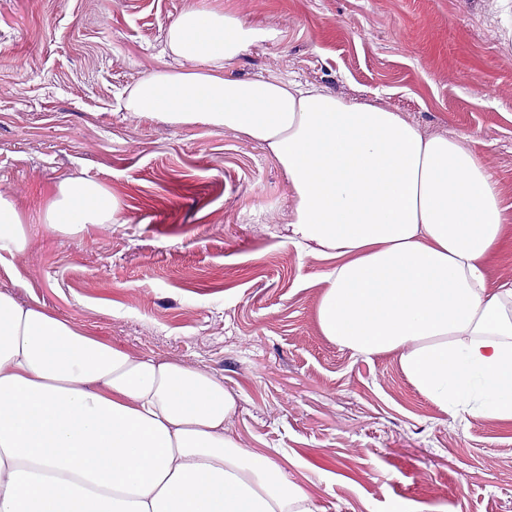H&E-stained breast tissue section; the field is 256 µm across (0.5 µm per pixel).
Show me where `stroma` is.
Masks as SVG:
<instances>
[{
	"label": "stroma",
	"mask_w": 512,
	"mask_h": 512,
	"mask_svg": "<svg viewBox=\"0 0 512 512\" xmlns=\"http://www.w3.org/2000/svg\"><path fill=\"white\" fill-rule=\"evenodd\" d=\"M190 7L274 32L225 77L290 78L466 136L512 204L502 0H0V194L28 232L23 252L0 251V291L222 377L238 400L228 434L314 512H512V421L452 415L396 353L322 335L332 262L286 243L294 196L277 159L230 129L125 109L138 82L176 68L167 31ZM74 178L111 194L113 223H41Z\"/></svg>",
	"instance_id": "1"
}]
</instances>
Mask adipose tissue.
<instances>
[{"label":"adipose tissue","mask_w":512,"mask_h":512,"mask_svg":"<svg viewBox=\"0 0 512 512\" xmlns=\"http://www.w3.org/2000/svg\"><path fill=\"white\" fill-rule=\"evenodd\" d=\"M262 31L195 7L169 28L180 68L126 107L259 142L288 176L287 242L334 258L317 319L364 355L394 352L453 414L512 420V282L489 289L505 238L501 190L465 137L423 135L375 102L294 80H236L224 64ZM97 182L46 207L58 229L108 224ZM236 397L210 372L135 355L0 291V512H312L269 456L224 432Z\"/></svg>","instance_id":"obj_1"}]
</instances>
